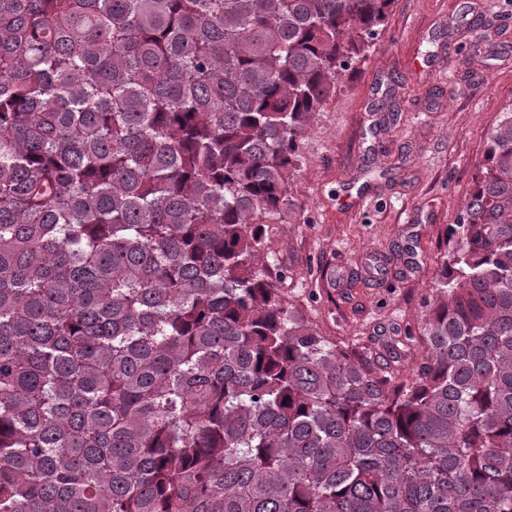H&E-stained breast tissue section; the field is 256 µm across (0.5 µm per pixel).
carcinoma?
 I'll return each mask as SVG.
<instances>
[{
    "label": "carcinoma",
    "instance_id": "1",
    "mask_svg": "<svg viewBox=\"0 0 512 512\" xmlns=\"http://www.w3.org/2000/svg\"><path fill=\"white\" fill-rule=\"evenodd\" d=\"M395 0H0V512H512V102L400 381L269 242ZM424 348L416 341L407 347L402 354L400 362L392 363L396 376L401 380H410L416 372V367L422 359Z\"/></svg>",
    "mask_w": 512,
    "mask_h": 512
}]
</instances>
